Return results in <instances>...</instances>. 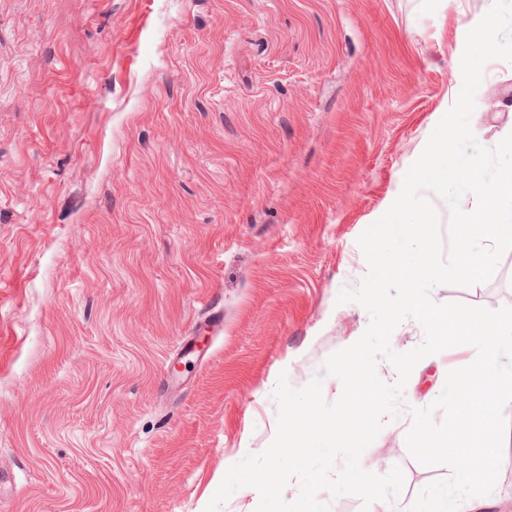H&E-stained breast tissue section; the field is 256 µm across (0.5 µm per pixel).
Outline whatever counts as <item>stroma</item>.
<instances>
[{"instance_id": "stroma-1", "label": "stroma", "mask_w": 512, "mask_h": 512, "mask_svg": "<svg viewBox=\"0 0 512 512\" xmlns=\"http://www.w3.org/2000/svg\"><path fill=\"white\" fill-rule=\"evenodd\" d=\"M493 0H0V512H205L277 430L279 378L370 315L338 303L462 86ZM470 127L512 133V64H485ZM438 303L512 306V251ZM221 317L219 335L203 327ZM414 367L362 455L401 504L451 477L408 452L411 411L470 365ZM512 512V434L493 491Z\"/></svg>"}]
</instances>
